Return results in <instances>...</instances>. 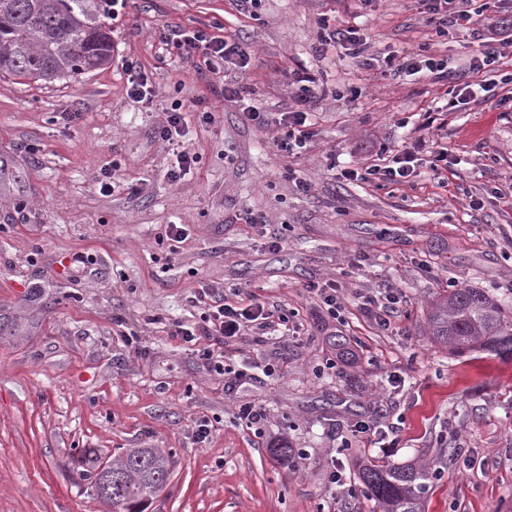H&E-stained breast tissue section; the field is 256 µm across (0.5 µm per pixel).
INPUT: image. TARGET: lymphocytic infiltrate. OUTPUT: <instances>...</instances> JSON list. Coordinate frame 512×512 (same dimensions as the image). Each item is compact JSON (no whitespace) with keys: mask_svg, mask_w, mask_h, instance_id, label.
I'll return each instance as SVG.
<instances>
[{"mask_svg":"<svg viewBox=\"0 0 512 512\" xmlns=\"http://www.w3.org/2000/svg\"><path fill=\"white\" fill-rule=\"evenodd\" d=\"M479 23L481 38L473 48L470 60V69L476 78L462 83H450L448 109L452 112L467 109L470 103L480 98L482 92L487 91L488 86L480 80V73L486 72L494 64L500 48L512 47V17L500 16L496 8L486 2L482 6ZM164 44L185 59L202 56L206 68L214 74L223 73L230 66L238 71H245L251 60L245 43L239 38L225 34L215 35L202 29H172L165 35ZM296 83V110L282 113L279 121L275 123L269 122L266 113L254 104L252 93L245 84H225L224 95L239 103L246 121L271 131L273 143L279 151L291 154L304 148L312 136L307 125L308 114L305 107L314 98L316 87L315 78L306 73L300 75ZM182 124L181 106L176 103L168 113L165 123L157 130L162 141L175 147L176 161L167 172L168 178L173 181L179 180L197 162L195 153L176 145ZM196 301L205 310L201 332L178 328L174 334L218 372L224 369V357L214 352L213 343L226 345L246 335L248 331L269 328L273 321L283 324L288 321L287 316H276L274 305L254 296L240 301L232 300L226 292L207 287L200 289Z\"/></svg>","mask_w":512,"mask_h":512,"instance_id":"f902f5d3","label":"lymphocytic infiltrate"}]
</instances>
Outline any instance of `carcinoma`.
I'll return each instance as SVG.
<instances>
[{
	"label": "carcinoma",
	"mask_w": 512,
	"mask_h": 512,
	"mask_svg": "<svg viewBox=\"0 0 512 512\" xmlns=\"http://www.w3.org/2000/svg\"><path fill=\"white\" fill-rule=\"evenodd\" d=\"M112 59L111 31L102 20L101 0H0V75L53 81L107 65ZM431 343L449 353L491 351L512 356V303L480 288H455L440 297L428 314ZM150 457L166 469L170 456L157 448H127L115 470L123 485L112 491L114 512H146L158 489L137 467ZM359 487L387 512H421L424 468L362 464Z\"/></svg>",
	"instance_id": "obj_1"
}]
</instances>
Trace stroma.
Returning a JSON list of instances; mask_svg holds the SVG:
<instances>
[{
    "instance_id": "obj_1",
    "label": "stroma",
    "mask_w": 512,
    "mask_h": 512,
    "mask_svg": "<svg viewBox=\"0 0 512 512\" xmlns=\"http://www.w3.org/2000/svg\"><path fill=\"white\" fill-rule=\"evenodd\" d=\"M326 24L357 27L374 55L426 47L463 80L479 42L477 21L439 32L415 0H128L107 22L106 67L0 79V512H112L84 475L124 448L171 455L148 512H385L343 490L372 460L441 471L423 512H512V359L455 357L426 335L448 289L512 299V48L485 74L489 98L449 112L443 83L365 69L321 45ZM175 27L245 35L242 81L272 114L293 107L297 73L318 79L299 155L225 100L221 76L163 50ZM128 59L151 100L127 97ZM176 100L198 161L173 182L155 130ZM206 107L213 122L199 119ZM443 148L439 175L422 165L383 187L353 175L365 159ZM104 168L109 191L95 181ZM170 224L190 227L176 250ZM314 283L335 288L337 318ZM205 284L277 305L301 339L249 333L228 348L245 377L215 373L174 335L201 327ZM388 285L406 302L383 329L359 304ZM338 333L356 361L327 373ZM247 403L265 413L261 432L238 418ZM360 420L384 440L355 432ZM274 443L293 448L290 461L270 455ZM333 469L342 487L329 486Z\"/></svg>"
}]
</instances>
